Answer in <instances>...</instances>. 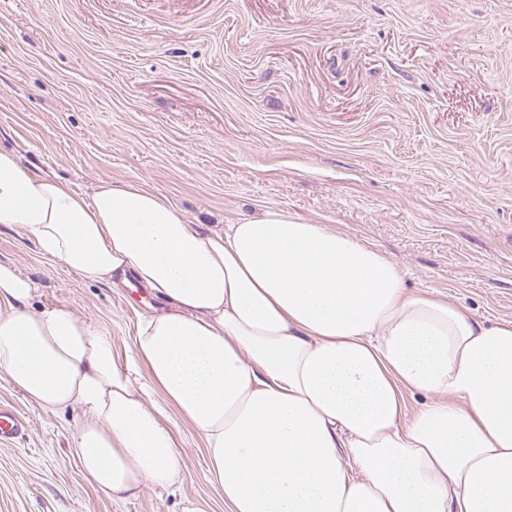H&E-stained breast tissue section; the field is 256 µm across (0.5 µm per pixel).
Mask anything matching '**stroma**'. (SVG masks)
Listing matches in <instances>:
<instances>
[{
	"label": "stroma",
	"mask_w": 512,
	"mask_h": 512,
	"mask_svg": "<svg viewBox=\"0 0 512 512\" xmlns=\"http://www.w3.org/2000/svg\"><path fill=\"white\" fill-rule=\"evenodd\" d=\"M0 148L82 194L164 195L191 223L274 207L399 264L410 291L512 321V0H0ZM0 264L112 338L119 367L157 299L89 282L0 225ZM0 512H224L200 436L181 481L112 500L70 444L83 416L0 375ZM20 416L11 408L0 406V441L13 440L23 434Z\"/></svg>",
	"instance_id": "obj_1"
}]
</instances>
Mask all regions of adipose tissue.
<instances>
[{"instance_id": "ef3b65f1", "label": "adipose tissue", "mask_w": 512, "mask_h": 512, "mask_svg": "<svg viewBox=\"0 0 512 512\" xmlns=\"http://www.w3.org/2000/svg\"><path fill=\"white\" fill-rule=\"evenodd\" d=\"M0 224L162 303L123 371L106 332L32 310L0 264V373L81 412L74 452L106 496L177 482L175 415L226 512H512V321L409 292L396 261L287 210L204 232L151 189L78 194L1 149ZM409 393L426 403L408 411Z\"/></svg>"}]
</instances>
